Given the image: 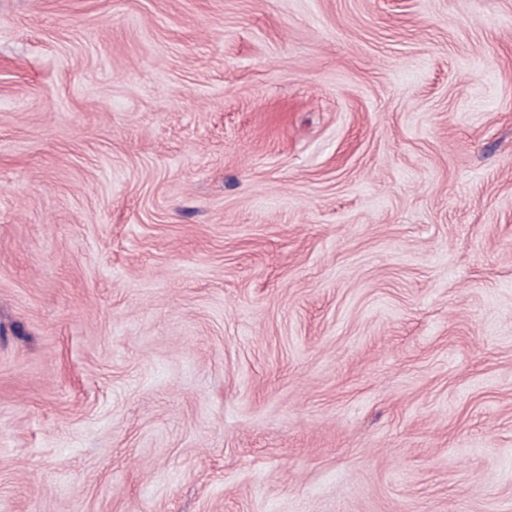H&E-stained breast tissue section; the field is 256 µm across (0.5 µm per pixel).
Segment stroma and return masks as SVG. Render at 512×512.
Instances as JSON below:
<instances>
[{
    "label": "stroma",
    "mask_w": 512,
    "mask_h": 512,
    "mask_svg": "<svg viewBox=\"0 0 512 512\" xmlns=\"http://www.w3.org/2000/svg\"><path fill=\"white\" fill-rule=\"evenodd\" d=\"M0 512H512V0H0Z\"/></svg>",
    "instance_id": "1"
}]
</instances>
